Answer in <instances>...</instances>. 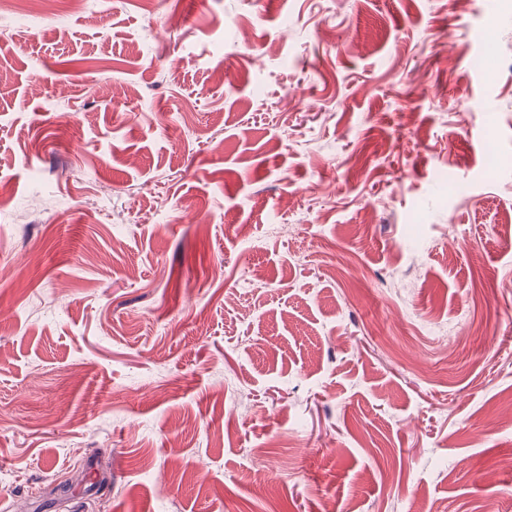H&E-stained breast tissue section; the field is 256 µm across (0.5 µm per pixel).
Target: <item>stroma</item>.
<instances>
[{"label":"stroma","mask_w":512,"mask_h":512,"mask_svg":"<svg viewBox=\"0 0 512 512\" xmlns=\"http://www.w3.org/2000/svg\"><path fill=\"white\" fill-rule=\"evenodd\" d=\"M88 11L0 7V505L512 512V0Z\"/></svg>","instance_id":"1"}]
</instances>
